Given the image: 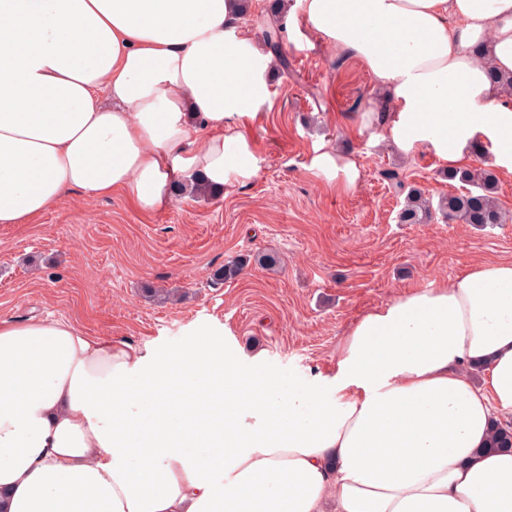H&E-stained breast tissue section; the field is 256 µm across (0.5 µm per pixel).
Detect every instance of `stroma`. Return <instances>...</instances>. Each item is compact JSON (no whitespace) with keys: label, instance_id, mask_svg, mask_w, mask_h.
<instances>
[{"label":"stroma","instance_id":"stroma-1","mask_svg":"<svg viewBox=\"0 0 512 512\" xmlns=\"http://www.w3.org/2000/svg\"><path fill=\"white\" fill-rule=\"evenodd\" d=\"M284 28L290 67L276 69L273 108L250 131L259 175L216 197L172 198L150 214L119 194L89 203L73 192L35 223L1 224L0 319L66 320L161 355L207 331L265 351L283 379L314 380L334 373L337 344L365 313L478 263L512 261V222L481 228L438 214L400 222L408 188L436 200L461 183L431 151L401 155L379 126L361 123L388 103L357 60L297 42L307 29L300 15ZM320 142L356 161L354 188L308 171ZM263 251L279 254L276 270L252 264L211 284L224 262ZM150 288L174 298H150Z\"/></svg>","mask_w":512,"mask_h":512}]
</instances>
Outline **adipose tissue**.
<instances>
[{
    "instance_id": "obj_1",
    "label": "adipose tissue",
    "mask_w": 512,
    "mask_h": 512,
    "mask_svg": "<svg viewBox=\"0 0 512 512\" xmlns=\"http://www.w3.org/2000/svg\"><path fill=\"white\" fill-rule=\"evenodd\" d=\"M392 110L385 137L447 168L477 139L512 174V0H296ZM276 58L241 0H0V224L76 190L145 213L195 176L243 185ZM312 175L355 186L317 144ZM222 425L205 442L192 415ZM512 263L358 319L336 371L280 378L212 337L154 356L49 319H0V512H512ZM148 427L152 437L140 429Z\"/></svg>"
}]
</instances>
